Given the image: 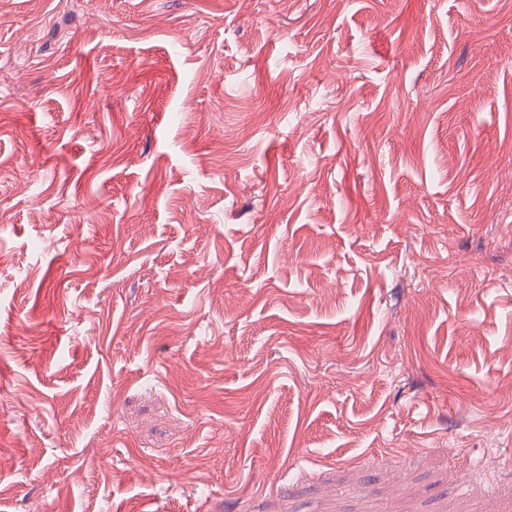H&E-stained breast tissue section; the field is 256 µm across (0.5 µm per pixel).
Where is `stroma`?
Wrapping results in <instances>:
<instances>
[{"label":"stroma","instance_id":"1","mask_svg":"<svg viewBox=\"0 0 512 512\" xmlns=\"http://www.w3.org/2000/svg\"><path fill=\"white\" fill-rule=\"evenodd\" d=\"M0 512H512V0H0Z\"/></svg>","mask_w":512,"mask_h":512}]
</instances>
